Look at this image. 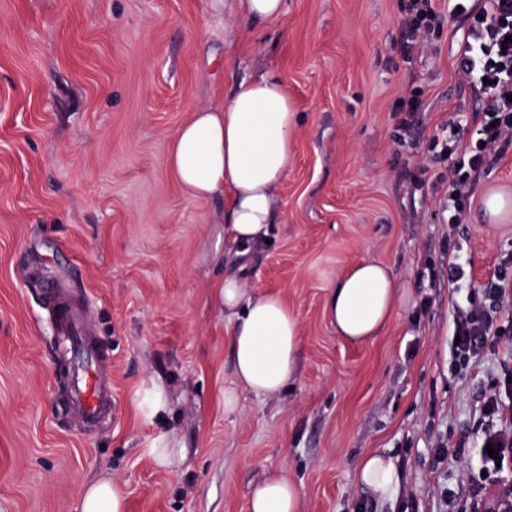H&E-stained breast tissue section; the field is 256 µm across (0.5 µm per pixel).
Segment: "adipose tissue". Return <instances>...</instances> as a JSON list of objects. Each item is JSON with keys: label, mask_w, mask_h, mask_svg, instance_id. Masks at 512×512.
I'll list each match as a JSON object with an SVG mask.
<instances>
[{"label": "adipose tissue", "mask_w": 512, "mask_h": 512, "mask_svg": "<svg viewBox=\"0 0 512 512\" xmlns=\"http://www.w3.org/2000/svg\"><path fill=\"white\" fill-rule=\"evenodd\" d=\"M297 116L285 85L274 76L237 81L226 103L197 110L174 135L169 168L181 189L195 198L224 199V241L247 254L275 223L277 192L288 175ZM244 273L225 277L217 300L231 323L234 382L224 409L235 412L241 393L276 397L297 379L301 324L275 292L248 290ZM400 288L393 270L361 261L349 267L327 294L326 314L337 336L362 343L391 324ZM361 484L387 494L398 482L390 457L363 455ZM301 489L287 475L269 477L250 498L249 512H300ZM80 512H126L119 483L103 477L81 493Z\"/></svg>", "instance_id": "1"}]
</instances>
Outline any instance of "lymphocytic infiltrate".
<instances>
[{
	"label": "lymphocytic infiltrate",
	"mask_w": 512,
	"mask_h": 512,
	"mask_svg": "<svg viewBox=\"0 0 512 512\" xmlns=\"http://www.w3.org/2000/svg\"><path fill=\"white\" fill-rule=\"evenodd\" d=\"M449 17L462 18L466 27L458 43L456 70L484 105L469 132L453 127L444 143L430 149L452 160L444 223H462L474 178L489 166L498 144L512 140V0H448ZM496 308L470 304L455 323L459 338L454 352L478 357L491 337L505 335L496 324Z\"/></svg>",
	"instance_id": "lymphocytic-infiltrate-1"
}]
</instances>
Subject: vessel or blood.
Here are the masks:
<instances>
[{
    "label": "vessel or blood",
    "instance_id": "obj_1",
    "mask_svg": "<svg viewBox=\"0 0 512 512\" xmlns=\"http://www.w3.org/2000/svg\"><path fill=\"white\" fill-rule=\"evenodd\" d=\"M54 308L61 333L67 336L71 345L72 404L87 422H95L114 408L112 383L99 367L102 348L88 329L82 309L59 295L54 298Z\"/></svg>",
    "mask_w": 512,
    "mask_h": 512
}]
</instances>
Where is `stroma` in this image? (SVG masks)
Masks as SVG:
<instances>
[{
    "label": "stroma",
    "mask_w": 512,
    "mask_h": 512,
    "mask_svg": "<svg viewBox=\"0 0 512 512\" xmlns=\"http://www.w3.org/2000/svg\"><path fill=\"white\" fill-rule=\"evenodd\" d=\"M406 0H286L252 24L214 0H0V512H79L84 486L109 476L127 512H248L252 486L280 472L302 512H485L512 486V451L486 452L512 406V335L469 363L454 321L512 250V143L477 180L463 223L437 217L449 163L428 141L481 108L456 74L464 20L448 18L406 52ZM280 78L298 114L277 222L246 257L224 249V202L182 192L171 140L195 110L226 101L237 78ZM414 98L410 128L391 107ZM463 243L462 287L448 251ZM389 265L392 324L351 344L326 316L352 264ZM247 266V286L277 292L302 325L298 377L276 398L240 396L229 324L216 300ZM86 312L110 355L116 408L77 419L60 379L64 346L45 280ZM160 385L167 408L150 411ZM181 448L172 470L153 448ZM443 455H436V448ZM377 450L399 482L363 486Z\"/></svg>",
    "instance_id": "stroma-1"
}]
</instances>
